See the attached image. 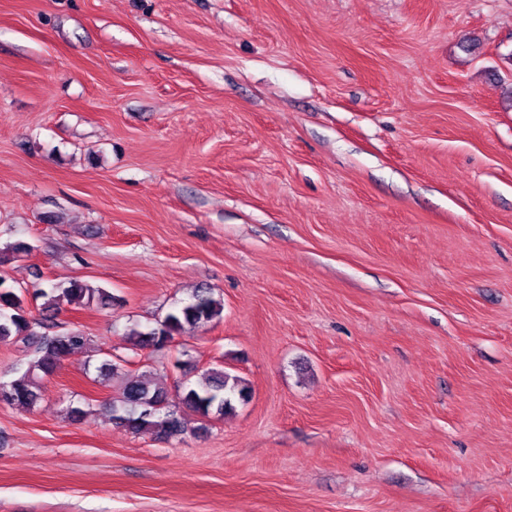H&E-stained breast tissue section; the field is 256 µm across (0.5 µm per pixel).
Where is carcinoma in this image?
<instances>
[{"label": "carcinoma", "instance_id": "cac0c4a2", "mask_svg": "<svg viewBox=\"0 0 512 512\" xmlns=\"http://www.w3.org/2000/svg\"><path fill=\"white\" fill-rule=\"evenodd\" d=\"M33 246L22 240L0 249V265L28 255ZM28 289L17 288L0 275V342L19 339L34 348V357L16 378L0 381L5 389L3 398L8 405L34 406L41 399L40 380L53 374L62 359L72 351L89 344L90 338L73 329H59L52 318H31L27 312ZM32 296L44 299V309L57 311L64 305L88 307L103 304L110 298L103 288L83 281L72 280L63 287L36 288ZM224 305L213 297L208 288L196 290L190 301L168 313L163 320L147 331L130 330L128 337L140 348L161 350L185 326L205 325L221 318ZM246 388L239 377L222 369H211L195 382L182 385V404L200 417H224L233 411V401L244 399ZM166 391L153 385L148 376L129 380L112 400V419L135 435H149L155 440L169 441L186 431L184 418L168 409Z\"/></svg>", "mask_w": 512, "mask_h": 512}]
</instances>
